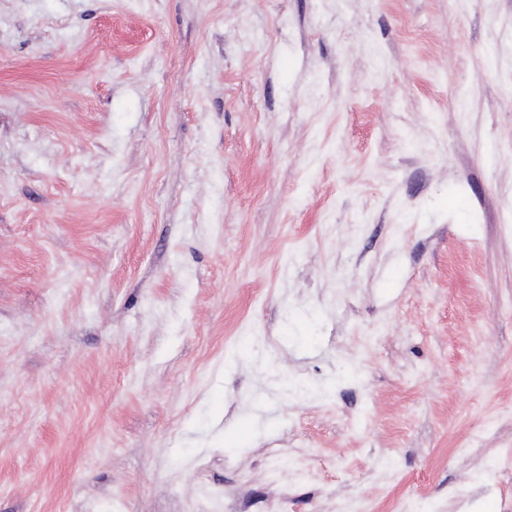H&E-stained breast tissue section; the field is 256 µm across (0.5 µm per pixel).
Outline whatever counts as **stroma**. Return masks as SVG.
<instances>
[{"mask_svg": "<svg viewBox=\"0 0 512 512\" xmlns=\"http://www.w3.org/2000/svg\"><path fill=\"white\" fill-rule=\"evenodd\" d=\"M512 0H0V512H512Z\"/></svg>", "mask_w": 512, "mask_h": 512, "instance_id": "1", "label": "stroma"}]
</instances>
